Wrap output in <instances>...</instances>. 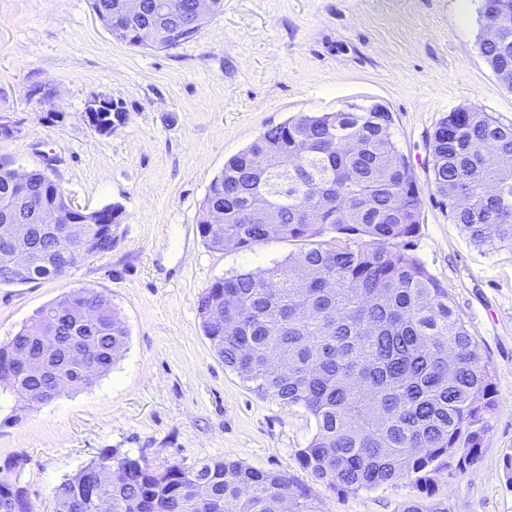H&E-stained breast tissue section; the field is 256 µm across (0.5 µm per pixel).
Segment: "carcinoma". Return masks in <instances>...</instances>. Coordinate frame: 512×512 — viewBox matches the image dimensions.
Segmentation results:
<instances>
[{
	"label": "carcinoma",
	"mask_w": 512,
	"mask_h": 512,
	"mask_svg": "<svg viewBox=\"0 0 512 512\" xmlns=\"http://www.w3.org/2000/svg\"><path fill=\"white\" fill-rule=\"evenodd\" d=\"M167 0H93L113 38L137 47L170 49L200 28L175 35L179 15ZM506 10L501 42L480 37V51L498 81L512 90V0H483L480 16ZM393 116L381 104L359 112L304 114L266 129L224 163L210 183L199 232L216 250L250 249L272 239L303 247L259 273L215 280L200 295L206 338L224 367L258 395L300 406L316 433L300 450L302 465L332 491L406 481L431 495L434 475L462 474L482 452L498 409L494 374L448 288L412 253L420 231V199L410 159L392 134ZM431 173L448 198L453 223L471 243L512 249V124L477 107L450 112L435 128ZM32 196L48 211H68L65 194L45 188L40 169L24 173ZM119 204L83 211L89 250L112 249L104 219ZM41 216L16 192V170L0 163V235ZM34 265L27 284L50 279L42 256L69 260L62 247L34 235L21 239ZM53 330L76 339L85 354L71 361L68 387L91 386L112 370L129 330L112 304L82 290L41 308L4 345L0 368ZM28 408L60 396L46 375L11 381ZM112 480L101 482V471ZM106 497L111 512H322L311 491L291 477L239 462L173 464L158 472L141 456L110 449L56 489L64 512H95ZM0 512H29L23 490L0 481Z\"/></svg>",
	"instance_id": "cac0c4a2"
}]
</instances>
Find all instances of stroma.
<instances>
[{
    "label": "stroma",
    "mask_w": 512,
    "mask_h": 512,
    "mask_svg": "<svg viewBox=\"0 0 512 512\" xmlns=\"http://www.w3.org/2000/svg\"><path fill=\"white\" fill-rule=\"evenodd\" d=\"M480 0H224L192 39L131 47L97 20L92 0H0V162L48 170L73 204L123 207L112 249L62 278L0 285V343L64 293L89 288L129 328L125 350L91 387L38 409L0 381V480L30 512L104 449L158 471L224 459L310 488L323 512H400L408 483L340 495L302 467L316 432L302 407L259 396L206 339L198 298L216 279L258 272L298 252L271 241L215 250L198 231L208 187L225 161L265 129L308 112L383 104L417 176L414 252L447 287L494 371L499 409L479 460L435 477L448 512H512V251L483 252L438 194L430 139L439 120L479 107L512 123V90L482 57ZM42 94L32 95L34 86ZM95 95L128 113L96 133Z\"/></svg>",
    "instance_id": "stroma-1"
}]
</instances>
